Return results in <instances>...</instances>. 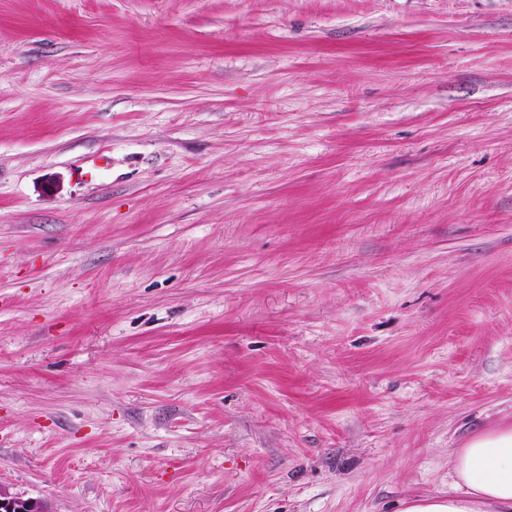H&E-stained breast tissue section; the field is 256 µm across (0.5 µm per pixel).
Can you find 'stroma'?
<instances>
[{"label": "stroma", "mask_w": 512, "mask_h": 512, "mask_svg": "<svg viewBox=\"0 0 512 512\" xmlns=\"http://www.w3.org/2000/svg\"><path fill=\"white\" fill-rule=\"evenodd\" d=\"M512 427V0H0V487L402 512Z\"/></svg>", "instance_id": "1"}]
</instances>
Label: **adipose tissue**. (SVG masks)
I'll return each instance as SVG.
<instances>
[{
	"instance_id": "ef3b65f1",
	"label": "adipose tissue",
	"mask_w": 512,
	"mask_h": 512,
	"mask_svg": "<svg viewBox=\"0 0 512 512\" xmlns=\"http://www.w3.org/2000/svg\"><path fill=\"white\" fill-rule=\"evenodd\" d=\"M454 473L456 494L410 501L404 512H512V428L472 436Z\"/></svg>"
}]
</instances>
